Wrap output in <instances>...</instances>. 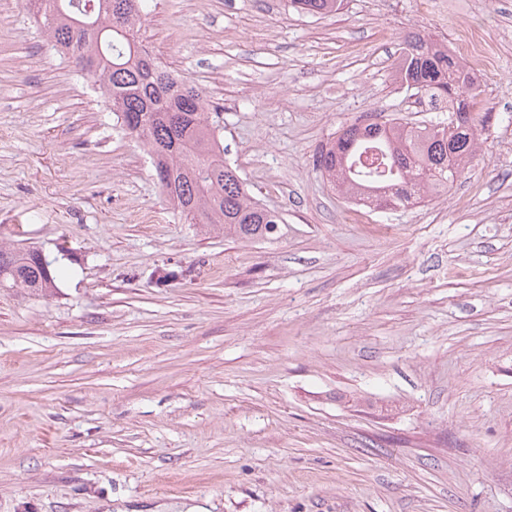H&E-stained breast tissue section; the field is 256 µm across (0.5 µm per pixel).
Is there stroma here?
I'll return each mask as SVG.
<instances>
[{
    "label": "stroma",
    "mask_w": 512,
    "mask_h": 512,
    "mask_svg": "<svg viewBox=\"0 0 512 512\" xmlns=\"http://www.w3.org/2000/svg\"><path fill=\"white\" fill-rule=\"evenodd\" d=\"M156 3L143 45L282 222L188 223L0 0V245L64 269L0 288V512H512V0ZM471 28L497 58L477 158L346 220L317 151L370 112L437 119L397 79L403 38Z\"/></svg>",
    "instance_id": "35a3bbf8"
}]
</instances>
